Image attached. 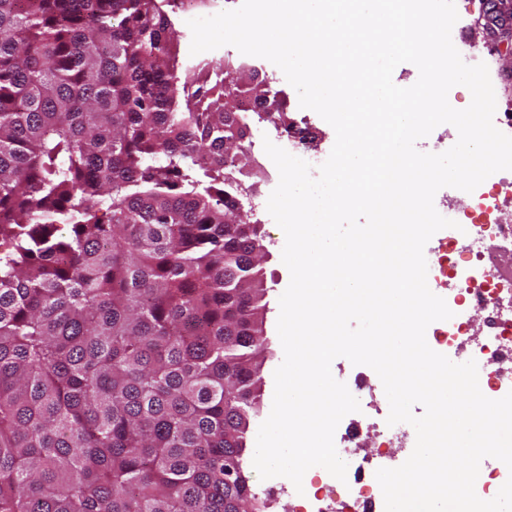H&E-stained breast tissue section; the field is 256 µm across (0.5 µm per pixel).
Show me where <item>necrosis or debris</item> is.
I'll return each mask as SVG.
<instances>
[{
    "mask_svg": "<svg viewBox=\"0 0 512 512\" xmlns=\"http://www.w3.org/2000/svg\"><path fill=\"white\" fill-rule=\"evenodd\" d=\"M512 185V171L489 176L470 193L466 211L455 220L463 231L443 235L426 250L430 283L447 294L453 316L438 322L431 347L451 361L475 360L482 393L491 399L512 391V223L503 221L496 190ZM362 391V418L341 434L337 453L347 464L345 480L313 477L298 501L307 512H383L384 498L375 473L382 461L363 455L364 436L376 434L385 444L413 448L412 429H392L383 388L354 380Z\"/></svg>",
    "mask_w": 512,
    "mask_h": 512,
    "instance_id": "necrosis-or-debris-1",
    "label": "necrosis or debris"
}]
</instances>
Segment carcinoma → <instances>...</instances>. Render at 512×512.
Segmentation results:
<instances>
[{
	"mask_svg": "<svg viewBox=\"0 0 512 512\" xmlns=\"http://www.w3.org/2000/svg\"><path fill=\"white\" fill-rule=\"evenodd\" d=\"M167 1L0 0V512L267 509L265 235L228 223L255 88Z\"/></svg>",
	"mask_w": 512,
	"mask_h": 512,
	"instance_id": "cac0c4a2",
	"label": "carcinoma"
}]
</instances>
